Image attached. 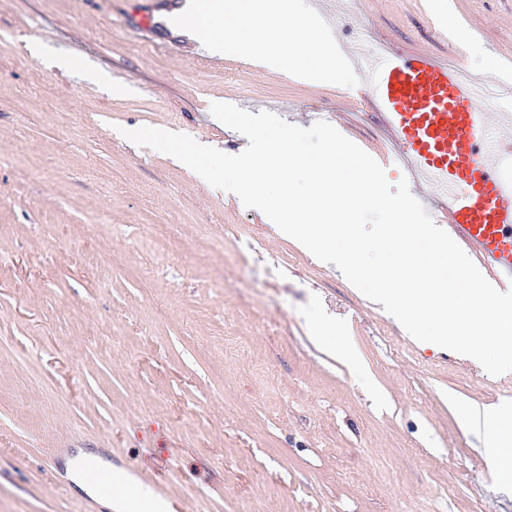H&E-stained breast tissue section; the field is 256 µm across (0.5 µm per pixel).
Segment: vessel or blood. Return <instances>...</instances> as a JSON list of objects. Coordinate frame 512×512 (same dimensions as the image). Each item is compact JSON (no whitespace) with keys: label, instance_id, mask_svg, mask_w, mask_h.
Instances as JSON below:
<instances>
[{"label":"vessel or blood","instance_id":"1","mask_svg":"<svg viewBox=\"0 0 512 512\" xmlns=\"http://www.w3.org/2000/svg\"><path fill=\"white\" fill-rule=\"evenodd\" d=\"M391 147L448 206V233L499 287L512 286V162L504 132L512 114L493 112L484 97L512 96L511 83L463 79L424 52L353 54Z\"/></svg>","mask_w":512,"mask_h":512}]
</instances>
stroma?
<instances>
[{
    "label": "stroma",
    "instance_id": "stroma-1",
    "mask_svg": "<svg viewBox=\"0 0 512 512\" xmlns=\"http://www.w3.org/2000/svg\"><path fill=\"white\" fill-rule=\"evenodd\" d=\"M140 4L0 0V512H106L60 489L71 448L163 478L179 512H512L462 422L512 399V372L412 342L259 210L125 136L237 153L245 136L210 114L220 99L327 121L373 155L368 101L171 50L165 29L131 30ZM336 26L340 44L512 79V0H352Z\"/></svg>",
    "mask_w": 512,
    "mask_h": 512
}]
</instances>
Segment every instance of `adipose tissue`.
Listing matches in <instances>:
<instances>
[{
    "label": "adipose tissue",
    "mask_w": 512,
    "mask_h": 512,
    "mask_svg": "<svg viewBox=\"0 0 512 512\" xmlns=\"http://www.w3.org/2000/svg\"><path fill=\"white\" fill-rule=\"evenodd\" d=\"M464 421L469 429L481 432L482 451L490 468L500 481L502 490H512V403L504 401L485 406L473 404L464 411ZM100 500L108 512H166L167 504L143 481L119 479L111 494L101 495Z\"/></svg>",
    "instance_id": "ef3b65f1"
}]
</instances>
